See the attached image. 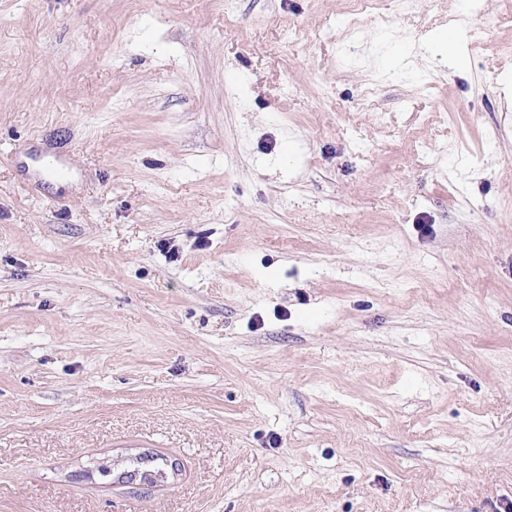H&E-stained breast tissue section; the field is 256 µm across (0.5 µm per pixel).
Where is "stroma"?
Returning a JSON list of instances; mask_svg holds the SVG:
<instances>
[{"mask_svg": "<svg viewBox=\"0 0 512 512\" xmlns=\"http://www.w3.org/2000/svg\"><path fill=\"white\" fill-rule=\"evenodd\" d=\"M349 11L0 0V512L512 504V0ZM137 464L134 470L138 473L140 481L145 483L154 484L156 479L163 478L165 475V467L167 460L163 456L156 455L137 459Z\"/></svg>", "mask_w": 512, "mask_h": 512, "instance_id": "35a3bbf8", "label": "stroma"}]
</instances>
